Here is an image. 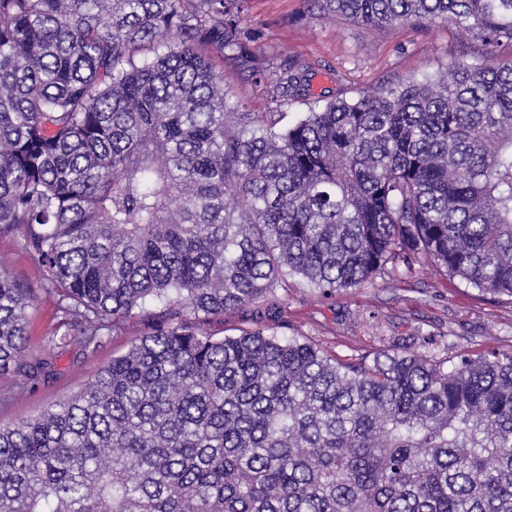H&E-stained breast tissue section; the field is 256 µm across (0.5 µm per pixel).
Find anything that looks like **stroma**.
Returning <instances> with one entry per match:
<instances>
[{"label":"stroma","instance_id":"35a3bbf8","mask_svg":"<svg viewBox=\"0 0 512 512\" xmlns=\"http://www.w3.org/2000/svg\"><path fill=\"white\" fill-rule=\"evenodd\" d=\"M246 20L267 56H301L312 62L316 74L311 90L316 94L352 96L386 80L432 73L465 49L448 22L424 31L395 26L372 32L341 18L305 14L302 0H251ZM0 267L38 290L42 272L22 251L20 236L0 238ZM279 296L282 305L266 325L281 335L307 337L342 360L392 349L433 360L463 350L512 351V297L480 291L434 265L410 274L387 273L328 298L293 280ZM58 320L55 299L38 290L28 312L27 358L49 350ZM145 323L138 313L127 318L92 355L62 352L57 373L45 386L21 390L0 383V423L37 413L84 386L127 350Z\"/></svg>","mask_w":512,"mask_h":512}]
</instances>
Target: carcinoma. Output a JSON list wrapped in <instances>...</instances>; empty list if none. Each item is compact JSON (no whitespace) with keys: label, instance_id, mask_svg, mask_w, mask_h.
Returning a JSON list of instances; mask_svg holds the SVG:
<instances>
[{"label":"carcinoma","instance_id":"obj_1","mask_svg":"<svg viewBox=\"0 0 512 512\" xmlns=\"http://www.w3.org/2000/svg\"><path fill=\"white\" fill-rule=\"evenodd\" d=\"M248 3L0 0V237L22 233L61 345L148 317L91 383L0 423V512H512L511 351L341 361L204 330L390 262L512 297V0H303L478 46L333 100L307 59L252 46ZM34 299L0 268V381L22 388L55 373L22 353ZM233 90L243 101L247 102L250 109L254 112H269L266 97L261 87L236 75L232 76ZM241 327H254L249 308L237 312L224 314V317L211 318L206 324V331L214 338H222L225 335L238 333Z\"/></svg>","mask_w":512,"mask_h":512}]
</instances>
